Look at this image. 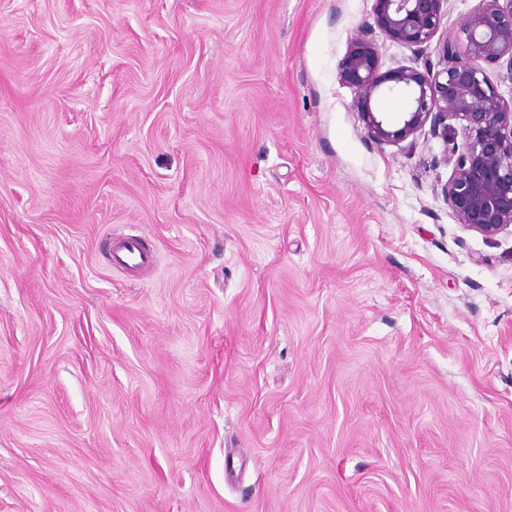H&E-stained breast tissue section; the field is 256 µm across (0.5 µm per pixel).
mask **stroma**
Masks as SVG:
<instances>
[{"instance_id":"35a3bbf8","label":"stroma","mask_w":512,"mask_h":512,"mask_svg":"<svg viewBox=\"0 0 512 512\" xmlns=\"http://www.w3.org/2000/svg\"><path fill=\"white\" fill-rule=\"evenodd\" d=\"M374 24L0 0V512H512V226L367 136L357 30L438 62ZM156 255L137 236L127 237L112 249V266L140 274L154 266Z\"/></svg>"}]
</instances>
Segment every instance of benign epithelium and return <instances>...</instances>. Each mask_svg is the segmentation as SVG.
Wrapping results in <instances>:
<instances>
[{"mask_svg":"<svg viewBox=\"0 0 512 512\" xmlns=\"http://www.w3.org/2000/svg\"><path fill=\"white\" fill-rule=\"evenodd\" d=\"M449 0H374L380 31L422 52L439 31ZM464 40L439 47V65L381 70L379 48L367 30L349 41L337 66L339 80L355 90L353 108L367 135L380 144L415 147L425 126L448 145L452 166L444 188L448 206L462 226L487 239L512 224V101L499 93L484 65L506 60L512 75V0H479L462 24ZM402 93L405 112L387 119L377 103ZM465 136L458 146L455 125Z\"/></svg>","mask_w":512,"mask_h":512,"instance_id":"1","label":"benign epithelium"}]
</instances>
